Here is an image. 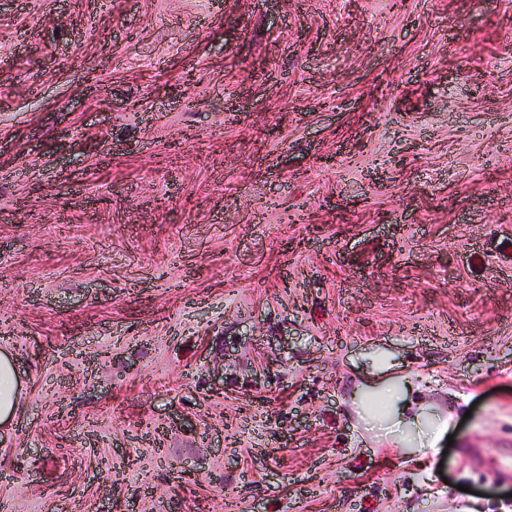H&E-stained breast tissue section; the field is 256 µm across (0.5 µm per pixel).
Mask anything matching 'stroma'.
<instances>
[{"label": "stroma", "instance_id": "obj_1", "mask_svg": "<svg viewBox=\"0 0 512 512\" xmlns=\"http://www.w3.org/2000/svg\"><path fill=\"white\" fill-rule=\"evenodd\" d=\"M0 348V512H512V0H0ZM20 393V381L12 357L0 352V424L4 426L15 416Z\"/></svg>", "mask_w": 512, "mask_h": 512}]
</instances>
